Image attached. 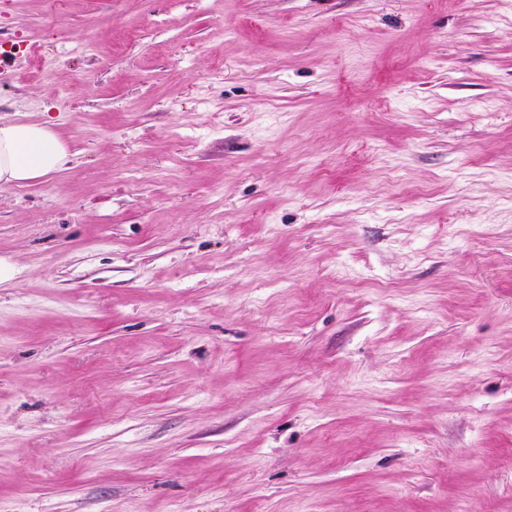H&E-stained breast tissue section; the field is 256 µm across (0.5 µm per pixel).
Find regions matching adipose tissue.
I'll return each instance as SVG.
<instances>
[{
    "label": "adipose tissue",
    "instance_id": "obj_1",
    "mask_svg": "<svg viewBox=\"0 0 512 512\" xmlns=\"http://www.w3.org/2000/svg\"><path fill=\"white\" fill-rule=\"evenodd\" d=\"M70 160L68 145L52 122L0 120V188L38 182Z\"/></svg>",
    "mask_w": 512,
    "mask_h": 512
}]
</instances>
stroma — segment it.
<instances>
[{"label": "stroma", "instance_id": "35a3bbf8", "mask_svg": "<svg viewBox=\"0 0 512 512\" xmlns=\"http://www.w3.org/2000/svg\"><path fill=\"white\" fill-rule=\"evenodd\" d=\"M0 512H512V0H0ZM71 157L52 122L0 117V188L38 182L67 167Z\"/></svg>", "mask_w": 512, "mask_h": 512}]
</instances>
